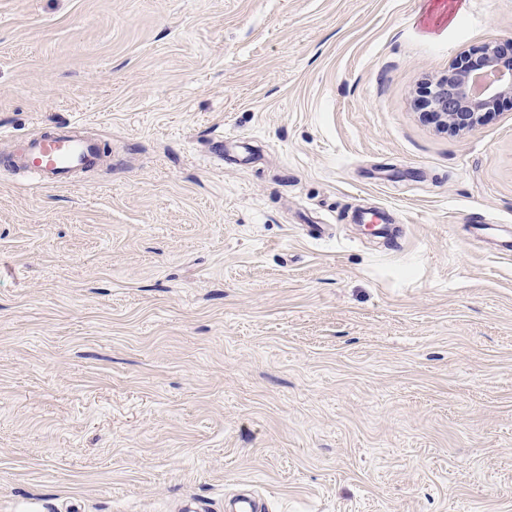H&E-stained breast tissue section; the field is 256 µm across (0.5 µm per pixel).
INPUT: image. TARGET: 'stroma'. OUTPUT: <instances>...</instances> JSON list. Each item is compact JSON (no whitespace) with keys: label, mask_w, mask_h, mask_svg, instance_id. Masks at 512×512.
I'll use <instances>...</instances> for the list:
<instances>
[{"label":"stroma","mask_w":512,"mask_h":512,"mask_svg":"<svg viewBox=\"0 0 512 512\" xmlns=\"http://www.w3.org/2000/svg\"><path fill=\"white\" fill-rule=\"evenodd\" d=\"M0 0V512H512V0ZM325 225L322 237L312 225ZM506 98H512V63L503 62L498 46L487 45L460 56L447 75L431 84L421 115L458 135L473 131ZM16 153L3 171L26 170L44 185L69 184L81 173L97 168L102 158L98 142L78 127L49 128L39 137L22 142Z\"/></svg>","instance_id":"obj_1"}]
</instances>
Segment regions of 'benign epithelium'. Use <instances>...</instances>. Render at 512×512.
Segmentation results:
<instances>
[{
	"instance_id": "1",
	"label": "benign epithelium",
	"mask_w": 512,
	"mask_h": 512,
	"mask_svg": "<svg viewBox=\"0 0 512 512\" xmlns=\"http://www.w3.org/2000/svg\"><path fill=\"white\" fill-rule=\"evenodd\" d=\"M506 98H512V63L503 62L499 47L487 45L460 56L431 85L422 116L448 134H463Z\"/></svg>"
}]
</instances>
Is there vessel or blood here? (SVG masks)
<instances>
[{
    "instance_id": "b4317fda",
    "label": "vessel or blood",
    "mask_w": 512,
    "mask_h": 512,
    "mask_svg": "<svg viewBox=\"0 0 512 512\" xmlns=\"http://www.w3.org/2000/svg\"><path fill=\"white\" fill-rule=\"evenodd\" d=\"M101 158L98 142L86 137L79 128L50 129L22 142L16 157L4 169L26 170L44 185L68 184L81 173L97 168Z\"/></svg>"
}]
</instances>
